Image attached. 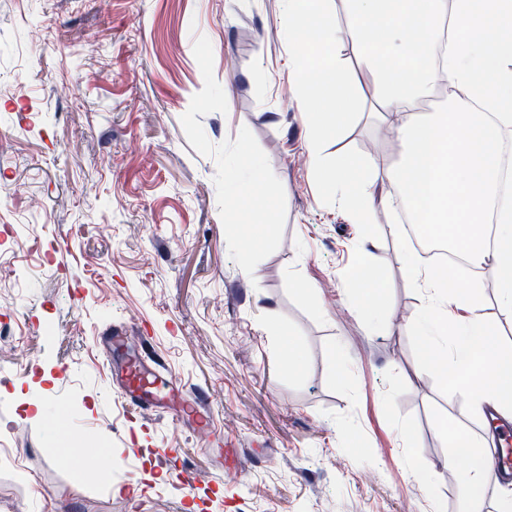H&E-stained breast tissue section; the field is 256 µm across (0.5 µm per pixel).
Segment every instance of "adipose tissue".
I'll list each match as a JSON object with an SVG mask.
<instances>
[{
  "mask_svg": "<svg viewBox=\"0 0 512 512\" xmlns=\"http://www.w3.org/2000/svg\"><path fill=\"white\" fill-rule=\"evenodd\" d=\"M284 2L288 45L300 59L295 94L311 107L303 122L324 198L356 224L403 202L423 233L447 237L495 279L498 307L512 318V181L499 154L512 139V0H342L338 11L333 0ZM346 30L355 37L353 68L338 48ZM358 68L375 89L368 115L395 147L383 173L351 155L326 162V143L355 115ZM438 96L442 109L422 114L421 104ZM400 261L425 298L409 323L435 375L452 378L477 414L491 409L512 420V351L484 321L477 283L462 269L424 266L406 250ZM384 263L362 250L361 274L349 285L369 315ZM439 435L451 445L460 488L481 499L493 432Z\"/></svg>",
  "mask_w": 512,
  "mask_h": 512,
  "instance_id": "1",
  "label": "adipose tissue"
}]
</instances>
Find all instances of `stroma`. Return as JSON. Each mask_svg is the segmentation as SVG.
Returning a JSON list of instances; mask_svg holds the SVG:
<instances>
[{
  "mask_svg": "<svg viewBox=\"0 0 512 512\" xmlns=\"http://www.w3.org/2000/svg\"><path fill=\"white\" fill-rule=\"evenodd\" d=\"M282 12L0 0V512H490L496 479L477 504L446 466L438 428L482 424L420 363L406 324L423 297L391 214L354 224L320 192ZM102 63L111 77L86 83ZM243 149L278 178L263 212L239 200L241 234L267 237L252 252L225 222ZM327 152L381 169L394 156L363 115ZM367 240L385 258L372 319L345 291ZM109 325L151 337L187 389L209 392L218 440L203 445L175 403L145 419L124 404L96 342ZM173 437L180 458H158ZM63 450L75 467L55 466Z\"/></svg>",
  "mask_w": 512,
  "mask_h": 512,
  "instance_id": "obj_1",
  "label": "stroma"
}]
</instances>
